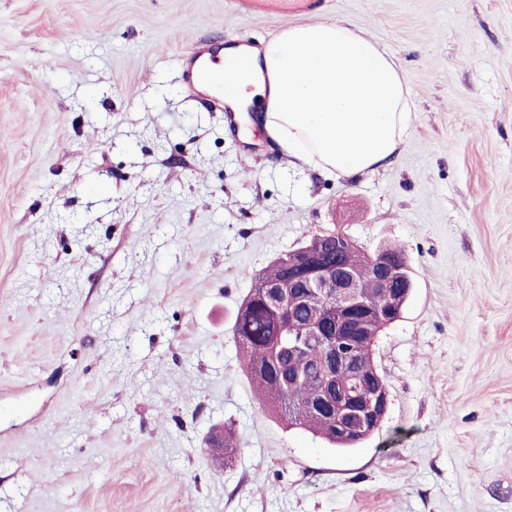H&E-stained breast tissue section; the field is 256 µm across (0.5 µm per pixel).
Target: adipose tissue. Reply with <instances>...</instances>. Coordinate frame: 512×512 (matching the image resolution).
<instances>
[{"label": "adipose tissue", "mask_w": 512, "mask_h": 512, "mask_svg": "<svg viewBox=\"0 0 512 512\" xmlns=\"http://www.w3.org/2000/svg\"><path fill=\"white\" fill-rule=\"evenodd\" d=\"M224 103L256 113L281 153L344 180L387 165L410 127L409 93L388 51L361 31L313 23L262 47L223 50Z\"/></svg>", "instance_id": "1"}]
</instances>
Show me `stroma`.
<instances>
[{
  "mask_svg": "<svg viewBox=\"0 0 512 512\" xmlns=\"http://www.w3.org/2000/svg\"><path fill=\"white\" fill-rule=\"evenodd\" d=\"M310 21L408 88L357 182L182 76ZM338 230L415 279L373 346L386 417L344 450L268 411L233 334L255 275ZM0 512H512V0H0Z\"/></svg>",
  "mask_w": 512,
  "mask_h": 512,
  "instance_id": "obj_1",
  "label": "stroma"
}]
</instances>
